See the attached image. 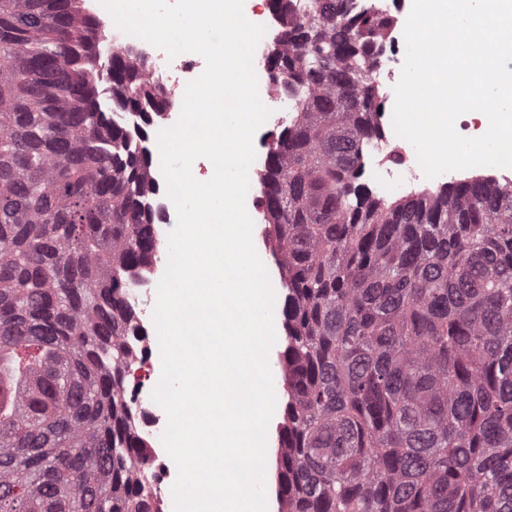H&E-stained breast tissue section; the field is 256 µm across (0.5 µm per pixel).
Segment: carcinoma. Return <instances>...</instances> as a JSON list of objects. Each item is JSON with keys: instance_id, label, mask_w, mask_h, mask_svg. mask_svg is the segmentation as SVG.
<instances>
[{"instance_id": "obj_1", "label": "carcinoma", "mask_w": 512, "mask_h": 512, "mask_svg": "<svg viewBox=\"0 0 512 512\" xmlns=\"http://www.w3.org/2000/svg\"><path fill=\"white\" fill-rule=\"evenodd\" d=\"M305 90L264 220L287 295L279 512H512V181L392 202L360 183L391 18L270 0ZM85 0H0V512H155L125 375L131 270L157 267L149 64Z\"/></svg>"}]
</instances>
